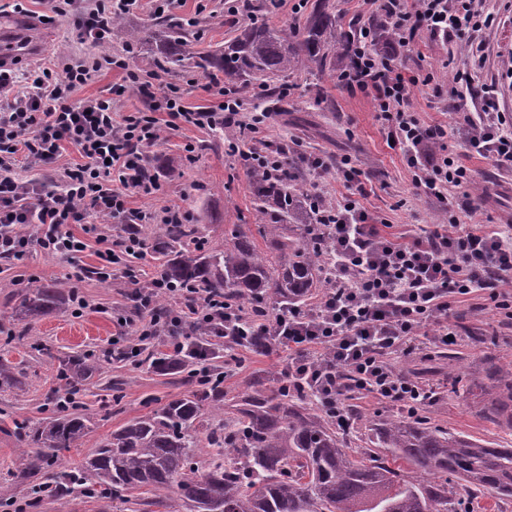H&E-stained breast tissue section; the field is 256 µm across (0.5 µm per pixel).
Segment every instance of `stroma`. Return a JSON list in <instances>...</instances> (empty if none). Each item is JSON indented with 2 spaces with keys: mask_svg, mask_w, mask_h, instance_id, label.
<instances>
[{
  "mask_svg": "<svg viewBox=\"0 0 512 512\" xmlns=\"http://www.w3.org/2000/svg\"><path fill=\"white\" fill-rule=\"evenodd\" d=\"M329 3L340 31L353 32L364 24L376 27L384 21L380 11L364 0ZM228 6V0H181L166 17L187 24L200 48L212 50L224 44ZM479 7L497 11L492 27L464 38L424 30L412 52L391 40L384 46L403 65L405 76L420 80L430 75L435 83L448 86L457 70L468 67L472 45L481 44L487 61L482 70L474 72V86L479 89L496 83L501 109L512 113V11H502L500 0H480ZM37 34L44 48L38 56L20 58L17 74L26 73L37 61L102 50L82 39L63 17L43 23ZM103 51L110 56H128L130 68L143 77L155 78L157 86L170 83L182 87L190 105L217 102L207 91L208 79L202 72H158L150 54H128L124 39L118 36ZM288 80L296 86L293 95L282 99L271 90L259 102L247 95L241 99L243 111L267 112L268 138L288 141L297 155L351 156L353 165L363 172L361 204L377 223L389 225L391 234H416L447 223L451 209L465 224L498 225L512 219V173L497 170L471 153L459 133L463 115L472 111L473 101L434 96L431 87L419 82L409 88L410 111L421 123L454 128L448 152L474 174L469 189H450L447 202L442 203L417 192L400 150L386 143L384 121L371 96L338 86L335 73L327 70L294 73ZM189 143L195 145L194 153L186 152ZM149 156L162 190L152 198L128 197L130 208L157 211L166 206L183 207L197 225L206 252L223 250L228 225L254 222L249 174L228 155L214 131L192 127L163 130ZM16 230L32 244L22 263L0 259V362L8 365L15 380L14 386L0 389V512H14L18 507L23 512H59L60 504L47 488L54 484L60 467L79 465L113 431L146 414L149 402L162 403L183 395L192 390L193 383L187 372L161 374L152 368V359L166 350L160 337L147 341L138 357L118 359L126 331L118 319L136 318L138 287L119 271L110 279H98L93 273L98 263L95 245H88L74 259H64L37 244L38 225L20 224ZM34 280L64 283L85 299V308L77 313L69 307L38 318L19 315L15 296L21 286ZM453 313L459 333L455 344L429 350L424 356L396 358L395 367L434 387L451 373L472 384L469 399H435L420 410V418L481 441L510 444L512 430L484 420L480 407L482 388L489 383L486 368L512 362V318L480 292L457 303ZM83 354L103 361L100 371L84 383L78 395V411L87 417L88 430L78 447L60 452L58 462L41 464L34 475H26L27 462L36 451L26 448L14 432V423L23 419L37 423L60 414L58 402L64 388L57 377L59 362ZM284 359L281 353L238 349L233 358L220 354L211 364L228 370L223 389L229 401L280 375Z\"/></svg>",
  "mask_w": 512,
  "mask_h": 512,
  "instance_id": "obj_1",
  "label": "stroma"
}]
</instances>
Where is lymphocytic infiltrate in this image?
<instances>
[{
    "label": "lymphocytic infiltrate",
    "mask_w": 512,
    "mask_h": 512,
    "mask_svg": "<svg viewBox=\"0 0 512 512\" xmlns=\"http://www.w3.org/2000/svg\"><path fill=\"white\" fill-rule=\"evenodd\" d=\"M138 2L92 0L89 10L76 13L72 0H53L51 10L72 16L74 26L103 42L110 38L112 16L136 9ZM379 9L395 41L408 49L422 30L455 37L495 22L493 14L478 10L476 0H379ZM349 56V65L336 76L338 84L373 96L386 137L413 169L415 184L443 202L449 188L470 186V169L448 154L447 126L423 125L409 112L410 81L393 59L381 54L370 27L358 29ZM107 64L126 72L124 83L113 87V96L124 95L130 85L149 89V82L123 58L71 56L50 68L38 66L24 90L17 89L12 71L0 69V258L22 261L34 243L16 233L20 224L40 225L42 234L35 242L48 252L67 254L86 247L71 225L95 234V225L88 222L93 214L126 225L188 221L189 212L177 206L152 213L127 205L130 195L153 197L161 189L158 176L145 174V149L165 127L245 131L231 156L248 169L271 174L282 170L287 145L269 140L265 113L242 111L237 92L221 81L207 83L219 98L212 107L188 106L184 91L173 84L152 96L147 110L122 117L113 112L111 98L75 99L77 88ZM451 92L479 98L475 111L465 117L469 149L497 169L512 172V117L501 111L497 88L477 93L469 85L455 86ZM68 144L77 148L82 161L64 168L59 189L47 191L37 182L19 180V165L56 162ZM343 178L347 195L320 213L321 224L330 231L332 286L309 307L255 322L246 318L241 304L169 287L159 274L139 292L145 316L132 328V336L142 342L167 337L175 361L184 348L185 330L209 329L228 346L256 332L264 336L266 351L287 352L285 374L312 393L337 423L347 421L345 400L359 395L416 416L426 391L396 370L394 356L447 345L454 333L448 322L451 307L463 296L481 290L498 308L512 309V233L452 221L396 241L355 199L362 189L359 170L346 166ZM97 243V278L105 280L121 270L136 279L127 261L143 252L139 236L128 235L118 251L107 238L98 237ZM162 293L184 300V307L163 318L154 316L155 300Z\"/></svg>",
    "instance_id": "1"
}]
</instances>
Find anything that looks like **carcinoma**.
<instances>
[{
    "label": "carcinoma",
    "instance_id": "carcinoma-1",
    "mask_svg": "<svg viewBox=\"0 0 512 512\" xmlns=\"http://www.w3.org/2000/svg\"><path fill=\"white\" fill-rule=\"evenodd\" d=\"M320 0L302 27H277L254 19L231 24L224 46L200 50L182 24H152L150 47L125 17L113 16L111 28L124 34L126 46L145 47L163 72L197 68L221 76L238 91L258 86L276 89L289 74L312 67L336 71L348 61L351 38H336V17ZM259 224L224 229V250L193 255L192 224H166L154 250L163 258L165 279L182 288L234 299L256 315L302 307L317 291L331 287L330 254L312 197L288 173L249 174ZM70 298L61 284L35 282L19 297L17 310L39 317ZM208 330L184 337L180 361L160 356L152 366L169 372L193 365ZM90 355L64 359L59 377L70 389L99 371ZM495 391L482 417L512 430V366L492 373ZM221 417L212 430L206 422ZM363 421L349 410L348 428L336 425L314 398L299 392L288 378L277 387L255 389L224 404L221 386L198 382L197 389L168 400L149 414L114 431L80 468L56 475V497L78 489L97 490L120 500L123 493L146 489L163 500L174 496L186 512H458L480 498L512 500V445L495 448L425 421L390 415L373 429L369 443L377 452L352 458L350 434ZM37 460L56 458L74 448L88 429L87 419L71 413L37 426L14 422ZM216 449L201 459L202 442Z\"/></svg>",
    "mask_w": 512,
    "mask_h": 512
}]
</instances>
